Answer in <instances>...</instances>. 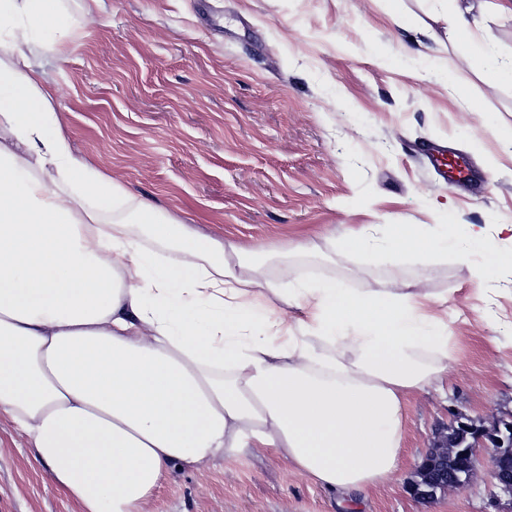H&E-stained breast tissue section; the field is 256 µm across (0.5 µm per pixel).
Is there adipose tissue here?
Instances as JSON below:
<instances>
[{"mask_svg": "<svg viewBox=\"0 0 512 512\" xmlns=\"http://www.w3.org/2000/svg\"><path fill=\"white\" fill-rule=\"evenodd\" d=\"M451 7L472 66L512 84V61ZM19 17L29 30L0 64V417L55 489L77 512H144L171 467L257 448L338 493L391 476L408 397L448 366L447 296L418 281L290 284L144 200L134 220L101 223L131 195L74 156L29 49L35 34L58 52L68 18L60 0H0V32ZM335 251L370 265L474 257L487 279L512 266L482 232L463 239L451 224H392L378 240L363 224L279 254Z\"/></svg>", "mask_w": 512, "mask_h": 512, "instance_id": "ef3b65f1", "label": "adipose tissue"}]
</instances>
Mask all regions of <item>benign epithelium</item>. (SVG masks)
I'll return each mask as SVG.
<instances>
[{
    "mask_svg": "<svg viewBox=\"0 0 512 512\" xmlns=\"http://www.w3.org/2000/svg\"><path fill=\"white\" fill-rule=\"evenodd\" d=\"M486 459L494 487L512 497V425L506 422L487 432L458 417L431 448L418 479L409 486L410 494L429 501L439 493L461 491L478 476Z\"/></svg>",
    "mask_w": 512,
    "mask_h": 512,
    "instance_id": "1",
    "label": "benign epithelium"
}]
</instances>
